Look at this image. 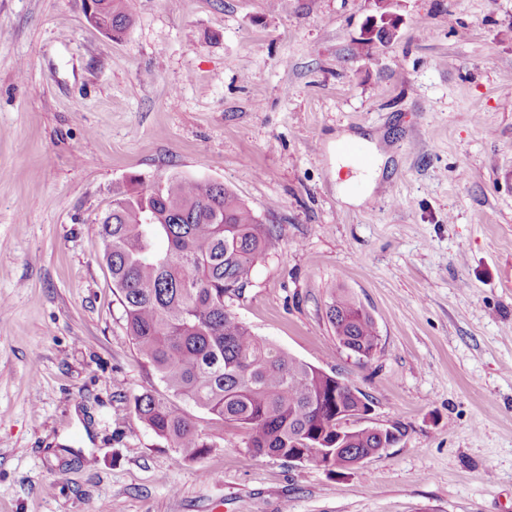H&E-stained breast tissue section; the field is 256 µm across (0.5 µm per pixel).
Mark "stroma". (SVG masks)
<instances>
[{
	"label": "stroma",
	"instance_id": "1",
	"mask_svg": "<svg viewBox=\"0 0 512 512\" xmlns=\"http://www.w3.org/2000/svg\"><path fill=\"white\" fill-rule=\"evenodd\" d=\"M0 0V512H512V0ZM384 159L369 196L336 141ZM223 183L275 239L230 310L364 393L400 442L337 475L255 457L188 406L195 457L138 418L161 390L97 219L130 176ZM372 313L361 363L337 289ZM96 2L97 24L105 25L112 39H120L130 25L131 18L127 10L126 0H94ZM379 9V15H373L370 23L364 31V35L374 36L381 29H386L392 34L393 38L395 27L397 26V14L391 11L397 5V0H373ZM390 39V40H391ZM390 40L385 41L381 46H385ZM327 317L341 347L364 364L375 358L380 341L377 324L349 291L340 289L336 292L328 306Z\"/></svg>",
	"mask_w": 512,
	"mask_h": 512
}]
</instances>
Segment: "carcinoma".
Here are the masks:
<instances>
[{
	"mask_svg": "<svg viewBox=\"0 0 512 512\" xmlns=\"http://www.w3.org/2000/svg\"><path fill=\"white\" fill-rule=\"evenodd\" d=\"M94 2L97 22L121 38L131 22L126 0ZM129 182L97 227L127 329L165 389L134 399L149 429L191 455L208 454L214 441L177 398L243 428L245 448L259 457L317 460L330 453L332 465L346 468L400 441L367 426L336 442V409L366 408L365 396L256 336L228 308L272 245L250 208L214 181L172 175ZM146 214L149 224L142 223ZM327 317L341 347L364 364L375 358L377 324L350 292H336Z\"/></svg>",
	"mask_w": 512,
	"mask_h": 512,
	"instance_id": "carcinoma-1",
	"label": "carcinoma"
}]
</instances>
